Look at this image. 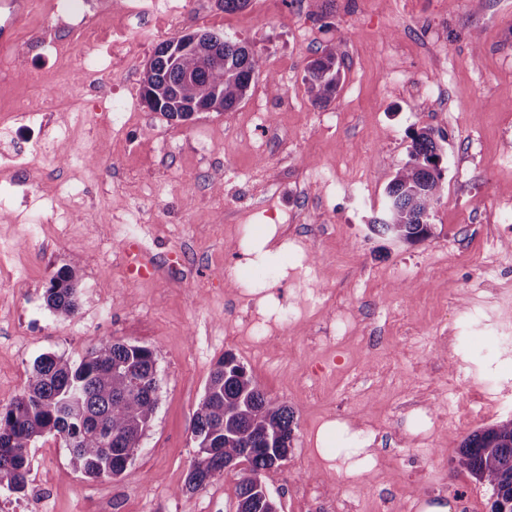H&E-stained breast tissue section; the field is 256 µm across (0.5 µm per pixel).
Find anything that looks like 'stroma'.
Here are the masks:
<instances>
[{"instance_id": "35a3bbf8", "label": "stroma", "mask_w": 512, "mask_h": 512, "mask_svg": "<svg viewBox=\"0 0 512 512\" xmlns=\"http://www.w3.org/2000/svg\"><path fill=\"white\" fill-rule=\"evenodd\" d=\"M38 0L0 49L12 73L0 105L42 98L26 138L55 141L28 171L4 172L40 225L0 211V400L27 383L40 355L80 362L106 339L151 347L158 404L126 470L73 471L62 441L31 449L38 512H236L241 469L192 494L191 418L224 355L235 356L297 427L263 484L289 512L286 481L314 480L310 512H490L491 491L459 464L463 439L512 418V0H250L224 12L192 0L162 20L165 39L204 29L253 44L249 91L233 109L168 120L140 97L156 45L112 62L99 88L124 100L85 123L89 105L58 86L61 62L35 51L57 36ZM340 48L347 68L313 103L308 63ZM433 128L444 169L434 234L408 244L371 232L386 189L409 159L411 132ZM146 276L129 266L127 240ZM78 274L79 309L45 305L53 273ZM286 333L256 342L265 325ZM367 432L379 466L357 491Z\"/></svg>"}]
</instances>
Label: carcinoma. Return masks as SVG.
Segmentation results:
<instances>
[{
  "label": "carcinoma",
  "instance_id": "carcinoma-1",
  "mask_svg": "<svg viewBox=\"0 0 512 512\" xmlns=\"http://www.w3.org/2000/svg\"><path fill=\"white\" fill-rule=\"evenodd\" d=\"M258 67L253 47L204 30L168 40L145 71L142 100L170 120L188 121L201 109L224 112L249 90ZM346 68L340 49L311 61L304 77L314 103L336 92ZM436 133L411 134L409 161L387 189L383 215L372 230L408 243L433 235L428 223L442 196ZM46 307L61 317L79 307L76 271L59 268L49 281ZM156 359L152 348L108 339L75 364L62 355L35 359L26 386L0 401V483L25 491L29 448L41 437L61 435L73 468L87 477L120 476L132 459L157 407ZM294 411L267 398L234 356L220 359L191 420L195 456L185 491L205 486L216 474L245 460L237 512H278L261 480L263 471L288 454ZM459 463L475 481L491 488V512H512V419L469 435Z\"/></svg>",
  "mask_w": 512,
  "mask_h": 512
}]
</instances>
